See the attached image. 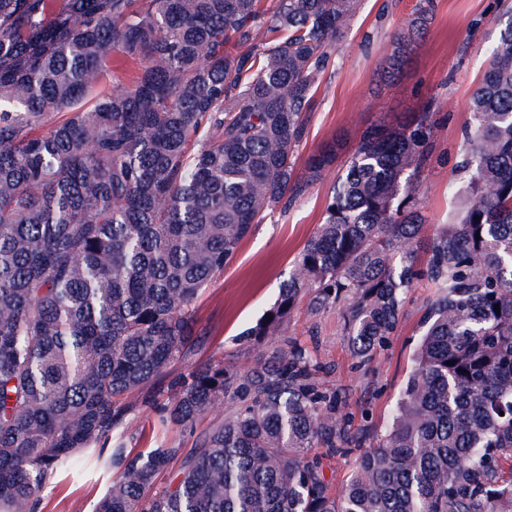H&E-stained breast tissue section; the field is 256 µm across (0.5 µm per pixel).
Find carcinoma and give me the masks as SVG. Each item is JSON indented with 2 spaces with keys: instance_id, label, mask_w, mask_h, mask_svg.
I'll use <instances>...</instances> for the list:
<instances>
[{
  "instance_id": "obj_1",
  "label": "carcinoma",
  "mask_w": 512,
  "mask_h": 512,
  "mask_svg": "<svg viewBox=\"0 0 512 512\" xmlns=\"http://www.w3.org/2000/svg\"><path fill=\"white\" fill-rule=\"evenodd\" d=\"M359 10L0 0V512H38L48 479L96 447L115 474L95 512H512V12L469 102L448 221L429 228L418 196L434 112L377 118L243 335H286L307 295L340 309L366 362L410 290L432 284L384 431L351 432L345 396L290 339L244 374L222 361L168 373L196 347L201 291L335 163L334 141L301 173L295 151ZM429 21L416 10L387 70ZM125 60L138 64L127 83ZM148 384L166 424L229 410L192 448L133 452L122 400ZM314 448L362 449L340 495ZM175 462L177 483L153 490Z\"/></svg>"
}]
</instances>
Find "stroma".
<instances>
[{"label": "stroma", "mask_w": 512, "mask_h": 512, "mask_svg": "<svg viewBox=\"0 0 512 512\" xmlns=\"http://www.w3.org/2000/svg\"><path fill=\"white\" fill-rule=\"evenodd\" d=\"M432 20L395 77L381 70L394 50V38L406 28L419 0H362L351 27L332 55V65L306 114L305 136L296 151L297 164L332 139H341L344 153L356 147L361 132L378 113L396 120L426 105L438 109L436 149L420 178V202L429 225L443 223L448 214V183L456 177L455 164L469 120L468 102L487 64L488 46L499 33L497 18L506 12L505 0H432ZM326 184H314L287 211L276 212L257 225L225 267L195 303L200 342L187 360L173 369L211 360L245 371L259 354L272 353L278 340L262 347L238 344L237 335L250 327L274 302L280 283L321 223ZM433 290L419 284L409 293L397 332L389 347L358 367L342 334L338 309L312 311L301 300L288 321V336L307 349L324 368L327 386L345 390L355 425L371 422L384 428L403 381L412 367V353L423 333L425 305ZM141 393L128 403L124 434L128 447L143 450L158 443L193 447L209 429L223 421L226 403L220 402L193 428L162 425L158 415L143 405ZM113 477L108 459L91 461L79 471L56 473L40 494L38 512H93Z\"/></svg>", "instance_id": "obj_1"}]
</instances>
